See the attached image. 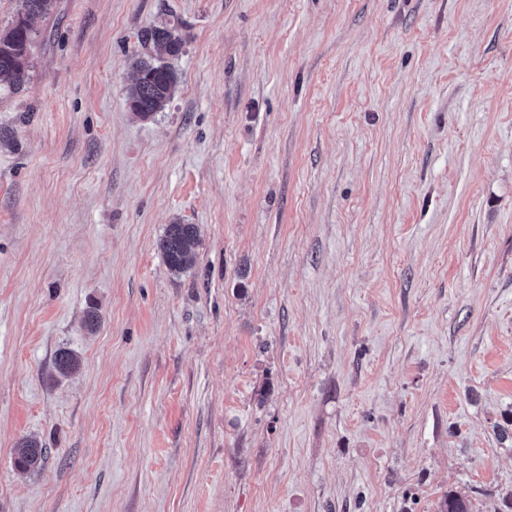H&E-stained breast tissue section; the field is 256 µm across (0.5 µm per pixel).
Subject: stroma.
Returning <instances> with one entry per match:
<instances>
[{
	"mask_svg": "<svg viewBox=\"0 0 512 512\" xmlns=\"http://www.w3.org/2000/svg\"><path fill=\"white\" fill-rule=\"evenodd\" d=\"M162 21L176 90L142 120ZM33 26L0 89V512H512V0ZM174 222L201 230L177 276ZM142 40L151 45L152 55L136 64V78L129 100L137 106L133 113L140 119H148L165 108L175 91L177 79L169 66L162 62L167 56L177 55L183 40L177 26L162 24L144 31ZM200 242V228L195 224H168L158 242L168 270L175 275L184 272ZM46 449L36 438H22L16 446L15 463L25 471L41 469L46 460Z\"/></svg>",
	"mask_w": 512,
	"mask_h": 512,
	"instance_id": "obj_1",
	"label": "stroma"
}]
</instances>
